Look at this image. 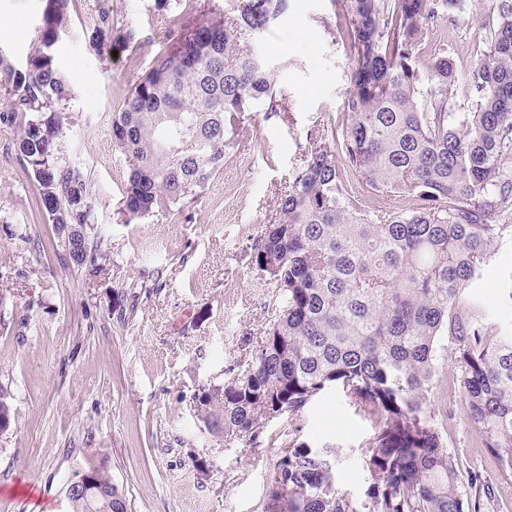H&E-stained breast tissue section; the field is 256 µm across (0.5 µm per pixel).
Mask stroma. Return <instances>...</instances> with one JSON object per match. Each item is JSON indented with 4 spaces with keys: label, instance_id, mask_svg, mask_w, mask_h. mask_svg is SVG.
<instances>
[{
    "label": "stroma",
    "instance_id": "1",
    "mask_svg": "<svg viewBox=\"0 0 512 512\" xmlns=\"http://www.w3.org/2000/svg\"><path fill=\"white\" fill-rule=\"evenodd\" d=\"M53 0H0V52L25 65ZM137 30L138 48L98 57L89 40L102 6ZM225 0H68L69 30L54 46L73 98L64 148L93 188L101 232L98 265L73 263L39 204V185L17 158L19 130L0 125V388L11 418L0 430V512H73L69 485L106 471L128 512H265L274 464L291 421L270 422L256 442L225 444L198 416L194 396L221 384L247 341L263 336L272 290L250 247L287 190L319 127L340 124L350 62L331 0H290L256 48L278 67L282 111L255 112L239 146L201 196L181 209L126 221L118 207L129 165L112 141V115L173 33L224 12ZM496 27L490 0H465L416 53L427 71L447 48L469 92L470 72ZM512 278L504 241L477 283L490 323L512 322L501 289ZM440 356L438 392L448 406L447 449L481 476L462 485L479 512H512V477L478 444L459 385ZM298 437L335 448L343 491L367 486L368 422L340 392L306 409Z\"/></svg>",
    "mask_w": 512,
    "mask_h": 512
}]
</instances>
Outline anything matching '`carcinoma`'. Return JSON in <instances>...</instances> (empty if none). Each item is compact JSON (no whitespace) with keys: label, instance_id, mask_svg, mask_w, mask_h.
<instances>
[{"label":"carcinoma","instance_id":"carcinoma-1","mask_svg":"<svg viewBox=\"0 0 512 512\" xmlns=\"http://www.w3.org/2000/svg\"><path fill=\"white\" fill-rule=\"evenodd\" d=\"M67 0H55L39 46L20 69L0 52V123L16 125L19 160L69 257L88 255L93 220L87 173L63 147L71 92L53 47ZM290 0H235L237 17L178 33L112 116V139L130 166L119 205L139 219L194 202L264 104L282 108L276 66L255 51ZM351 60L338 127L303 155L251 263L275 289L264 336L203 389L200 414L227 444L254 441L281 416L299 422L336 390L373 435L367 488L357 501L333 473L335 449L288 437L274 465L266 512H473L460 487L479 476L444 446L434 376L442 339L461 371L467 416L482 447L512 476V327L485 322L480 302L461 308L491 257L512 240V0H493L498 27L471 73L470 93L440 49L428 74L416 47L455 0H335ZM137 41L112 11L98 15L103 57ZM361 180L354 190L351 180ZM386 206L369 208L362 193ZM112 497L72 500L74 512H127Z\"/></svg>","mask_w":512,"mask_h":512}]
</instances>
